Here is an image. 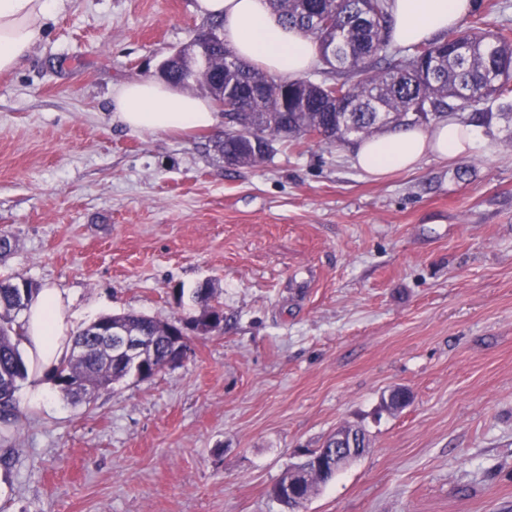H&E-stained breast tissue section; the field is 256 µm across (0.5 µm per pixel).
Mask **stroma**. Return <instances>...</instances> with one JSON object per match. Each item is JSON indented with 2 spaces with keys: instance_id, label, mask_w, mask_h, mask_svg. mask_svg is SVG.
Segmentation results:
<instances>
[{
  "instance_id": "stroma-1",
  "label": "stroma",
  "mask_w": 512,
  "mask_h": 512,
  "mask_svg": "<svg viewBox=\"0 0 512 512\" xmlns=\"http://www.w3.org/2000/svg\"><path fill=\"white\" fill-rule=\"evenodd\" d=\"M475 3L461 28L512 27V0ZM203 23L192 0H62L0 73V275L66 292L79 329L197 314L205 282L224 305L180 366L90 403L21 381L0 512H283L269 489L348 425L365 452L300 512H512V126L377 180L347 146L233 168L218 130L110 122Z\"/></svg>"
}]
</instances>
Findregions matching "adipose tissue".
Returning a JSON list of instances; mask_svg holds the SVG:
<instances>
[{"label": "adipose tissue", "instance_id": "obj_1", "mask_svg": "<svg viewBox=\"0 0 512 512\" xmlns=\"http://www.w3.org/2000/svg\"><path fill=\"white\" fill-rule=\"evenodd\" d=\"M57 0H0V72L19 68L44 34ZM475 8L474 0H393L391 39L420 44L457 28ZM204 18H223L224 43L240 59L288 78L305 74L316 59L314 43L282 25L269 0H195ZM211 101L158 80L130 79L112 95L111 119L145 134L214 128L221 120ZM478 142L470 125L442 122L432 128L388 130L361 141L352 154L356 167L380 179L414 168L429 153L458 159ZM72 300L58 289L38 292L20 321L23 345L38 374H45L70 351L75 332Z\"/></svg>", "mask_w": 512, "mask_h": 512}]
</instances>
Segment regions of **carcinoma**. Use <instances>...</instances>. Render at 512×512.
Wrapping results in <instances>:
<instances>
[{"mask_svg": "<svg viewBox=\"0 0 512 512\" xmlns=\"http://www.w3.org/2000/svg\"><path fill=\"white\" fill-rule=\"evenodd\" d=\"M306 3L272 0L283 23L310 37L322 56L328 54L329 29L336 30L335 61L324 62L321 85L336 86L346 97L342 104L329 101L309 78L273 77L238 59L221 41L194 43L167 72L166 82L198 87L221 107L224 135L215 148L228 166L255 165L268 159L278 143L312 137L341 148L353 136L388 127L489 122L493 113L481 106L512 92V36L505 28L495 34L470 28L450 38L394 48L389 36L392 0H321L328 28L308 23ZM37 291L26 279L0 278V422L6 425L15 416L18 383L28 375L17 317ZM195 298L202 310L194 321L224 312L208 282L196 288ZM108 323L145 337L158 362L172 351L165 322L132 312L98 318L73 336L72 345H82L83 355L64 359L51 372L59 391L74 404L89 403L97 391L135 376L136 367L115 362L101 336ZM296 467L308 470L302 492L309 497L334 478L317 473L311 462Z\"/></svg>", "mask_w": 512, "mask_h": 512, "instance_id": "obj_1", "label": "carcinoma"}]
</instances>
